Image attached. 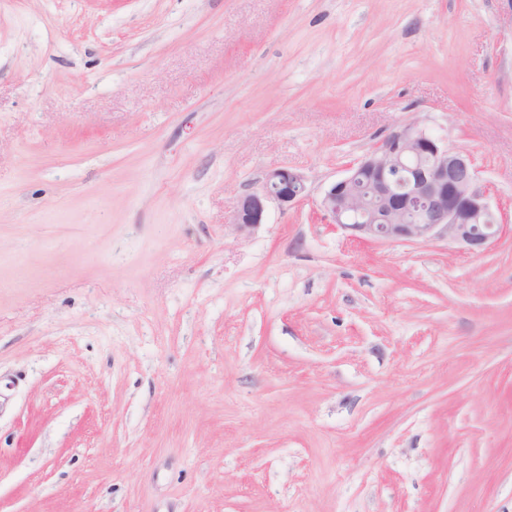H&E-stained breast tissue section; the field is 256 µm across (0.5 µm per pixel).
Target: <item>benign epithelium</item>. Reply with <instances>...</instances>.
I'll list each match as a JSON object with an SVG mask.
<instances>
[{
	"label": "benign epithelium",
	"instance_id": "1",
	"mask_svg": "<svg viewBox=\"0 0 512 512\" xmlns=\"http://www.w3.org/2000/svg\"><path fill=\"white\" fill-rule=\"evenodd\" d=\"M308 187L300 172L277 167L262 191L238 198L232 223L250 230L265 223L267 204L296 203ZM324 220L350 236L377 242L447 241L480 254L495 243L505 223L477 186L471 154L416 122L401 124L347 174L323 191Z\"/></svg>",
	"mask_w": 512,
	"mask_h": 512
}]
</instances>
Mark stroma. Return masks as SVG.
Returning a JSON list of instances; mask_svg holds the SVG:
<instances>
[{"instance_id":"1","label":"stroma","mask_w":512,"mask_h":512,"mask_svg":"<svg viewBox=\"0 0 512 512\" xmlns=\"http://www.w3.org/2000/svg\"><path fill=\"white\" fill-rule=\"evenodd\" d=\"M411 120L487 252L323 220ZM0 512H512V0H0ZM307 194L308 187L303 174L288 167L273 168L265 176L262 191L238 198L232 224L241 231L256 228L264 224L270 201L289 205L301 201Z\"/></svg>"}]
</instances>
